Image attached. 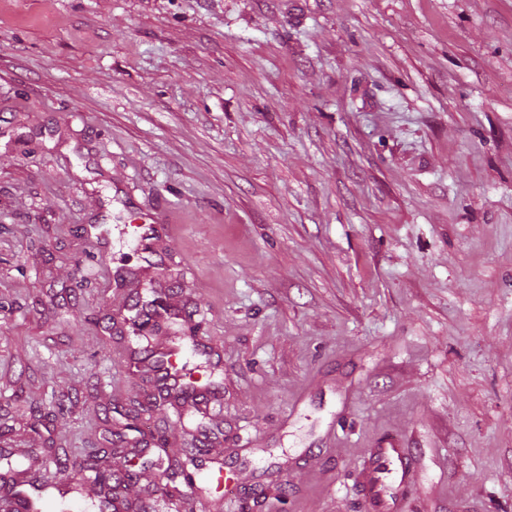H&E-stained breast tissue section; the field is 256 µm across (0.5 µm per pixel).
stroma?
Returning <instances> with one entry per match:
<instances>
[{"label": "stroma", "instance_id": "1", "mask_svg": "<svg viewBox=\"0 0 512 512\" xmlns=\"http://www.w3.org/2000/svg\"><path fill=\"white\" fill-rule=\"evenodd\" d=\"M166 208L140 274L138 216ZM197 311L214 403L161 512H512V0H0V453L54 479L155 374L142 279ZM234 481L218 491V467ZM163 490H156V483ZM411 465L405 448L390 445L375 449L371 463L361 473L369 511L402 512Z\"/></svg>", "mask_w": 512, "mask_h": 512}]
</instances>
